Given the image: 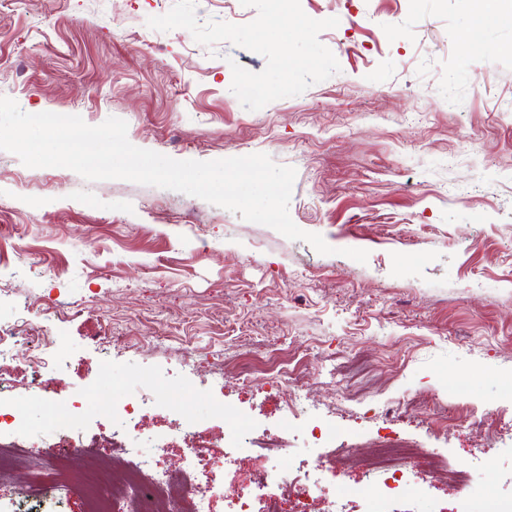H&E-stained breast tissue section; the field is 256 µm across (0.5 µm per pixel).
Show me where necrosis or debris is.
<instances>
[{
  "instance_id": "obj_1",
  "label": "necrosis or debris",
  "mask_w": 512,
  "mask_h": 512,
  "mask_svg": "<svg viewBox=\"0 0 512 512\" xmlns=\"http://www.w3.org/2000/svg\"><path fill=\"white\" fill-rule=\"evenodd\" d=\"M21 338L39 341V354L15 358L14 349ZM52 348L47 328L31 327L25 318L0 323V363L15 358L24 368L41 374L54 357ZM10 388L11 375L0 367V420H8L10 428L8 441H0L1 480L8 478L19 463L27 436L26 413L8 399ZM57 445L61 454L48 457L32 469L27 485L17 494L18 500L34 501L50 493L63 495L77 487L86 497L84 512H210L212 498L220 493L229 500L232 512H287L291 507L302 512L314 495L312 487L301 479H278L271 473L246 485L218 489L209 476L220 470L222 463L199 447L190 448L187 466L162 471L154 455L126 447L124 440L117 438L112 439V447L124 451L117 468L93 459L96 440H89L87 450L77 452L70 433L62 430ZM415 452V447L402 438L385 435L375 443L373 469L383 480L368 492L373 503L369 512H383L386 500L404 494L409 482L401 463Z\"/></svg>"
}]
</instances>
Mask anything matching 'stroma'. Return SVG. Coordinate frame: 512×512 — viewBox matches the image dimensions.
<instances>
[{"label":"stroma","instance_id":"1","mask_svg":"<svg viewBox=\"0 0 512 512\" xmlns=\"http://www.w3.org/2000/svg\"><path fill=\"white\" fill-rule=\"evenodd\" d=\"M173 4L5 0L0 96L92 126L121 118L133 145L176 160L268 154L297 171L292 220L333 252L194 196L30 168L0 150V225L21 227L0 235V321L49 327L64 355L50 389L14 375L29 457L52 451L46 407L89 398L70 432L105 436L113 402L144 385L154 396L127 423L129 444L161 449L166 469L184 462L181 417L223 459L216 480L228 486L268 467L257 438L284 433L279 470L317 482L312 512H338L366 474L335 452L386 427L512 496V19L469 0H301L313 19L338 18L319 40L340 71L249 111L225 87L232 65L259 72L265 57L148 27ZM22 255L50 276L15 275ZM58 300L80 313L59 318ZM229 328L258 340L236 349L255 361L250 383L224 363ZM154 333L165 342L146 344ZM354 356L368 375H328ZM284 367L293 383L271 387ZM408 399L413 410L375 418ZM444 411L489 414V431L442 433L432 415ZM314 422L330 441L315 444ZM407 472L395 512L487 508L420 462Z\"/></svg>","mask_w":512,"mask_h":512}]
</instances>
